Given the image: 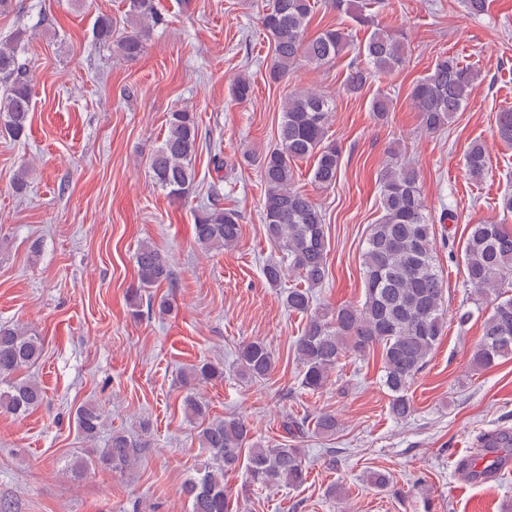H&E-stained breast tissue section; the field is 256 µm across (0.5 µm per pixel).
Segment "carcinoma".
<instances>
[{"mask_svg": "<svg viewBox=\"0 0 512 512\" xmlns=\"http://www.w3.org/2000/svg\"><path fill=\"white\" fill-rule=\"evenodd\" d=\"M130 29L115 36L112 19L99 16L93 26L96 41L109 43L119 56L133 60L143 52L154 28L164 24L159 0H126ZM318 0H270L260 16V25L273 47L269 77L280 81L301 63L325 65L350 48L349 35L329 28L308 37V28ZM26 31L19 30L0 42V133L13 139L25 135L33 109L32 93L19 44ZM364 63L351 60L347 90L352 94L380 75L406 61L403 34L377 27L358 47ZM478 73L454 56L436 59L430 71L416 81L411 99L421 126L436 132L467 104ZM232 95L239 101L252 96L251 82L235 78ZM332 102L316 90L291 92L283 103L275 148L260 158L264 183L261 216L266 233L288 257V266L270 262L262 274L273 288L282 285L288 272L297 273L303 285L288 289V312L305 317L295 343L301 368L300 387L323 389L331 373L347 354L364 355L381 350L382 385L389 392V414L397 421L411 417L414 408L409 388L428 362L447 328L444 311L445 280L436 265L432 220L421 198L418 175L408 164L392 166L380 177L381 214L371 225L361 252L364 298L358 306L335 309L314 305V291L328 276L329 243L322 210L305 192L294 186L295 162L315 158L312 180L318 188L336 184L341 151L328 136ZM497 133L512 143V109L498 114ZM198 144L195 114L176 109L169 114L167 132L149 158L148 166L157 186L180 201L195 182L192 157ZM466 167L476 178L487 166V149L474 143L465 156ZM240 215L216 202L198 211L194 223L197 245L205 251L232 250L241 236ZM466 283L486 306H476L458 316L466 325L481 319L482 334L471 358L477 370L491 368L512 358V230L495 221L470 224L463 242ZM140 287L152 288L172 278L166 258L150 243L140 244L136 254ZM43 356L40 337L30 330L0 325V412L24 415L40 406L44 392L33 377L19 372L34 366ZM276 356L263 340L239 346L238 375L250 382L265 380L276 367ZM224 377L222 366L202 361L182 375L185 386H195ZM184 417L199 424V446L209 459L197 476L183 485L188 512H234V503L224 489V475L245 467L249 484L261 489L282 485L300 487L308 480L304 450L280 444L268 447L253 440L250 424L237 416L210 417L208 405L195 393L182 399ZM82 435L94 441L104 426L101 408L83 404L75 410ZM314 431L333 436L339 429L336 416L317 415ZM477 441L491 454L483 467L469 464V477L486 478L512 458V428L482 433ZM146 444L122 432H114L107 447L92 454L104 467L121 473L134 468Z\"/></svg>", "mask_w": 512, "mask_h": 512, "instance_id": "carcinoma-1", "label": "carcinoma"}]
</instances>
